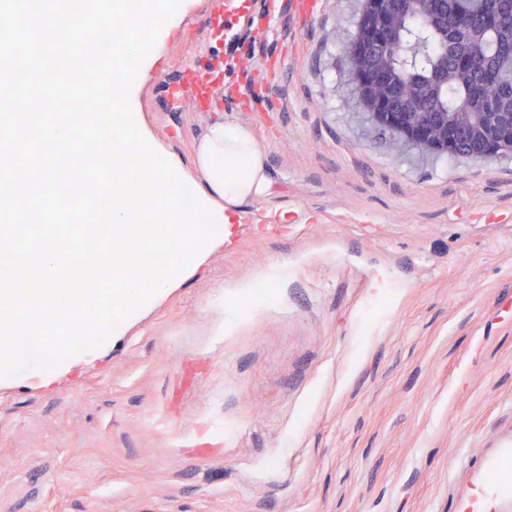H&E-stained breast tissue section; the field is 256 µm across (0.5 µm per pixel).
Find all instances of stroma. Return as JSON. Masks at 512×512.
<instances>
[{
  "mask_svg": "<svg viewBox=\"0 0 512 512\" xmlns=\"http://www.w3.org/2000/svg\"><path fill=\"white\" fill-rule=\"evenodd\" d=\"M265 2L197 0L142 110L185 159L211 112L249 126L271 195L103 346L0 378V512H454L452 453L512 444V155L375 126L346 92L360 0ZM215 55L223 92L172 108Z\"/></svg>",
  "mask_w": 512,
  "mask_h": 512,
  "instance_id": "stroma-1",
  "label": "stroma"
}]
</instances>
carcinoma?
<instances>
[{
	"label": "carcinoma",
	"mask_w": 512,
	"mask_h": 512,
	"mask_svg": "<svg viewBox=\"0 0 512 512\" xmlns=\"http://www.w3.org/2000/svg\"><path fill=\"white\" fill-rule=\"evenodd\" d=\"M498 23L484 27L487 0H447L440 6L438 26H427L419 19H402L397 38L405 51L385 57L393 78L398 102L414 105L448 125L456 142L452 156L488 157L491 143L476 127L471 105L481 108L483 101L494 100L496 111L512 113V82L500 73L486 76L485 62L467 69L453 59L475 46L491 53L512 46V0H493Z\"/></svg>",
	"instance_id": "carcinoma-1"
}]
</instances>
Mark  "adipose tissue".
<instances>
[{
  "label": "adipose tissue",
  "mask_w": 512,
  "mask_h": 512,
  "mask_svg": "<svg viewBox=\"0 0 512 512\" xmlns=\"http://www.w3.org/2000/svg\"><path fill=\"white\" fill-rule=\"evenodd\" d=\"M182 169L222 210L231 233L241 222L243 205L272 192L267 155L252 129L221 116L203 126Z\"/></svg>",
  "instance_id": "ef3b65f1"
}]
</instances>
